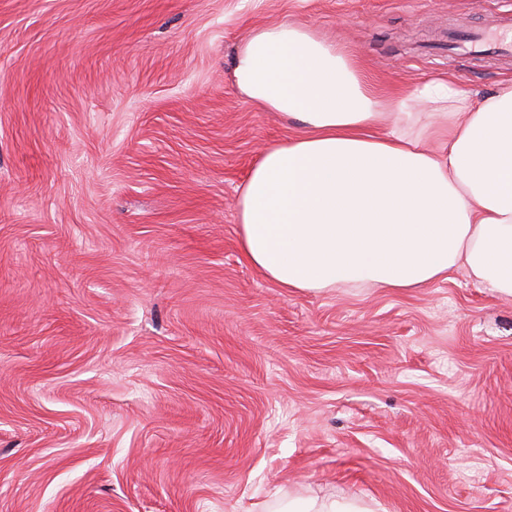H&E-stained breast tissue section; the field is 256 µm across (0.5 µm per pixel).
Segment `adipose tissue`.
Segmentation results:
<instances>
[{
  "instance_id": "obj_1",
  "label": "adipose tissue",
  "mask_w": 512,
  "mask_h": 512,
  "mask_svg": "<svg viewBox=\"0 0 512 512\" xmlns=\"http://www.w3.org/2000/svg\"><path fill=\"white\" fill-rule=\"evenodd\" d=\"M232 80L301 128L258 158L237 198L243 256L265 278L408 289L462 268L512 297V83L483 99L451 77L388 89L288 22L249 33Z\"/></svg>"
}]
</instances>
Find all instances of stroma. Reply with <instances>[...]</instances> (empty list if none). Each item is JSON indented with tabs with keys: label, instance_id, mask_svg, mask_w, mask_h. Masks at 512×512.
Wrapping results in <instances>:
<instances>
[{
	"label": "stroma",
	"instance_id": "stroma-1",
	"mask_svg": "<svg viewBox=\"0 0 512 512\" xmlns=\"http://www.w3.org/2000/svg\"><path fill=\"white\" fill-rule=\"evenodd\" d=\"M512 0H0V512H512V299L286 289L236 199L294 136L230 80L288 21L493 95ZM355 504H344L334 499L307 498L301 502L288 500L274 512H373Z\"/></svg>",
	"mask_w": 512,
	"mask_h": 512
}]
</instances>
